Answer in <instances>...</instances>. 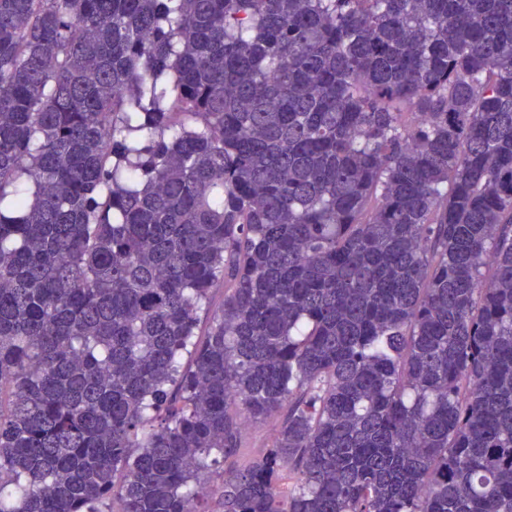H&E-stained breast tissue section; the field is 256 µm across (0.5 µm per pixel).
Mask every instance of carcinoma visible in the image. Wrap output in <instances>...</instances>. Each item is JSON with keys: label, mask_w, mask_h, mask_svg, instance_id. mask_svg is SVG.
Masks as SVG:
<instances>
[{"label": "carcinoma", "mask_w": 512, "mask_h": 512, "mask_svg": "<svg viewBox=\"0 0 512 512\" xmlns=\"http://www.w3.org/2000/svg\"><path fill=\"white\" fill-rule=\"evenodd\" d=\"M0 512H512V0H0ZM244 432L242 440V448L239 449L238 455L229 459L224 463V469L236 470L243 469L253 462L256 458L260 457L269 444H271L274 436L277 434L280 427V418H268L261 423H244Z\"/></svg>", "instance_id": "carcinoma-1"}]
</instances>
